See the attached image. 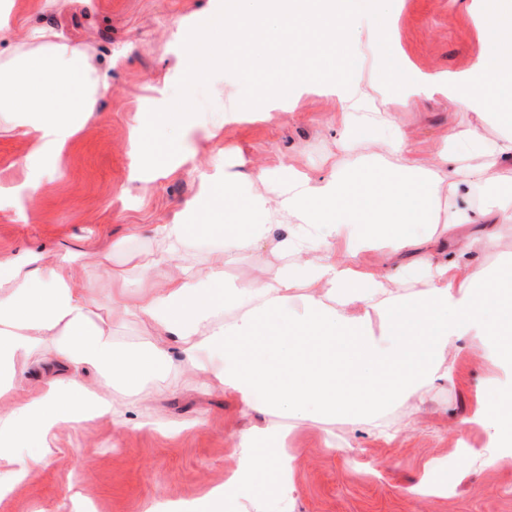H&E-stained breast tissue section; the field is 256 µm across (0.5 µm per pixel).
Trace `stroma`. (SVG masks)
Returning a JSON list of instances; mask_svg holds the SVG:
<instances>
[{
    "label": "stroma",
    "mask_w": 512,
    "mask_h": 512,
    "mask_svg": "<svg viewBox=\"0 0 512 512\" xmlns=\"http://www.w3.org/2000/svg\"><path fill=\"white\" fill-rule=\"evenodd\" d=\"M470 0H350L354 51L345 69L355 80L393 69L402 83L427 72H459L496 37L468 13ZM7 51L30 30L48 28L82 45L108 90L84 127L65 144L34 149L31 136L0 132V257L33 250L73 255L78 286L105 298L112 273L126 271L132 250L155 248L149 225L191 223L188 202L224 185L225 172L252 174L290 165L320 174L334 156L331 119L336 98L307 86L263 87L253 73L212 58L192 77L190 47L224 31L223 0H0ZM391 26L389 48L371 46ZM397 130L364 128L367 137L400 133L419 165L429 166L448 129V105L414 97L396 105ZM180 123L161 126L168 112ZM177 142L164 164L140 150L138 136ZM450 381L390 407L383 424L393 439L365 424L315 414L290 419L296 485L293 512H512V460L494 461L486 434L472 424L476 403L492 402L490 368L475 361L469 342L449 346ZM151 386L112 389L115 403L144 399L153 423L138 414L119 428L99 420L62 429L36 479L0 500V512H72L70 495L94 512H142L146 503L193 502L222 485L238 467L235 433L243 427L232 399L204 393L199 378L180 370ZM186 422L178 435L165 426ZM452 485L454 494L421 497L422 478Z\"/></svg>",
    "instance_id": "obj_1"
}]
</instances>
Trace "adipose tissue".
<instances>
[{"mask_svg": "<svg viewBox=\"0 0 512 512\" xmlns=\"http://www.w3.org/2000/svg\"><path fill=\"white\" fill-rule=\"evenodd\" d=\"M275 23L230 15L208 54L241 60L242 32L266 49L290 47L294 69L260 67L265 83L335 77L336 164L312 176L291 167L244 181L225 174L224 189L191 205L195 223L154 225L160 249L129 256L139 284L113 274L106 300L78 287L69 254L28 252L0 258V499L33 479L65 425L111 417L125 424L112 400V380L137 386L180 369L200 375L201 387L232 398L250 426L238 431L239 467L224 485L191 508L222 512L239 494L268 512H292L295 455L278 414L314 411L375 425L376 417L408 395L448 381L450 343L470 339L480 363L512 371V256L471 271L454 251L491 253L500 228L512 224V193L474 205L478 186L504 181L512 164V8L472 0L470 9L497 33L492 53L463 72L419 76L404 100L438 95L449 121L431 166H418L400 137L373 140L351 164L342 158L359 130L397 125L381 80L344 76L353 18L344 0H272ZM103 84L86 52L49 29L15 41L0 56V129L18 128L65 142L94 111ZM498 137L486 142L483 131ZM415 224L437 227L452 250H420ZM220 234L206 266L189 259L194 239ZM277 237L280 261L260 276L228 275L237 258ZM381 250L385 273L362 268L356 256ZM234 308L225 321V308ZM141 323L153 333L143 346H121L112 318ZM46 376L27 388L30 361ZM95 371L100 383L86 384ZM473 419L500 447L512 444V386Z\"/></svg>", "mask_w": 512, "mask_h": 512, "instance_id": "obj_1", "label": "adipose tissue"}]
</instances>
